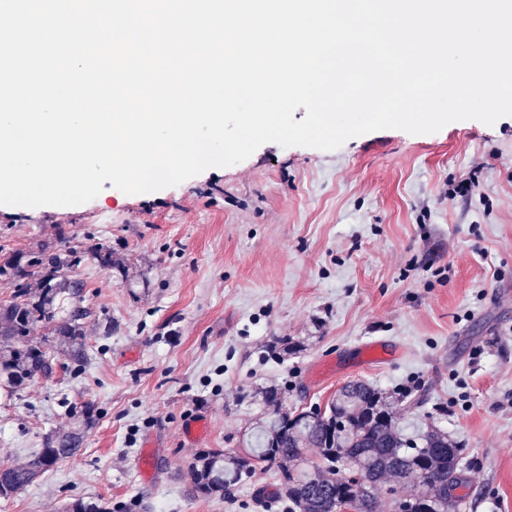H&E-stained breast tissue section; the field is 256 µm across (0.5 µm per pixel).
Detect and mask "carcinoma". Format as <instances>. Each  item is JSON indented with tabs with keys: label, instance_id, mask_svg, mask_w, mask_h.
I'll return each mask as SVG.
<instances>
[{
	"label": "carcinoma",
	"instance_id": "obj_1",
	"mask_svg": "<svg viewBox=\"0 0 512 512\" xmlns=\"http://www.w3.org/2000/svg\"><path fill=\"white\" fill-rule=\"evenodd\" d=\"M70 236L57 224L53 237L28 252L26 261L0 244V281L13 286L0 303V374L13 387L34 377L50 378L58 348L75 367L88 360L84 320L88 310L64 306L83 293L84 283L68 271L81 262ZM37 288H31V283ZM39 327L54 336L38 342ZM265 411L236 449L201 451L190 462L188 495L223 497L257 470L272 473L287 512H378L379 496L417 499L432 512H462L461 449L448 433L427 422L413 436L399 427L417 416L424 399L406 400L363 380L336 391L325 408H290L276 388L260 391ZM82 426L45 437L43 448L18 464H0V484L12 495L59 462L77 456Z\"/></svg>",
	"mask_w": 512,
	"mask_h": 512
}]
</instances>
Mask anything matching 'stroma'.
<instances>
[{"instance_id":"stroma-1","label":"stroma","mask_w":512,"mask_h":512,"mask_svg":"<svg viewBox=\"0 0 512 512\" xmlns=\"http://www.w3.org/2000/svg\"><path fill=\"white\" fill-rule=\"evenodd\" d=\"M475 181L459 196L457 187ZM63 225L87 258L88 361L0 394V463L21 462L92 404L81 453L0 498V512H282L256 472L229 497H190L187 469L232 448L259 389L326 405L346 382L428 390L432 422L463 450L465 512H512V117L431 134L387 129L339 149L267 143L157 192L104 182L69 207L0 205V240L28 252ZM299 344L284 353L285 342ZM385 341L391 362L360 361ZM204 422L205 435L185 438Z\"/></svg>"}]
</instances>
